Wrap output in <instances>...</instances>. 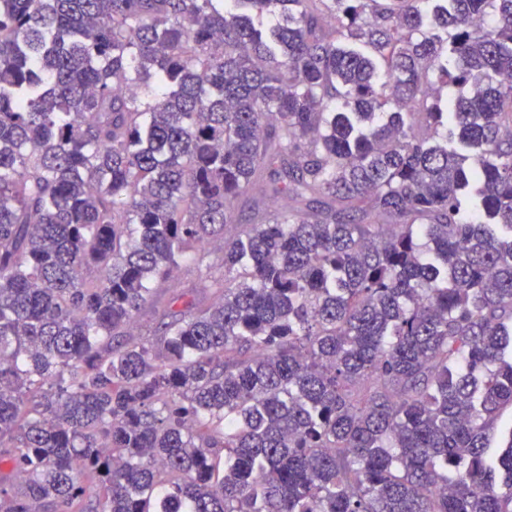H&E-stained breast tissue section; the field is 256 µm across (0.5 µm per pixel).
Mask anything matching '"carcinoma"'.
<instances>
[{"mask_svg":"<svg viewBox=\"0 0 512 512\" xmlns=\"http://www.w3.org/2000/svg\"><path fill=\"white\" fill-rule=\"evenodd\" d=\"M429 2L0 0V512H512V0ZM178 287L198 288L199 297L208 303L207 294L202 290V286L207 279V271L205 267L198 268L196 265H186L178 272Z\"/></svg>","mask_w":512,"mask_h":512,"instance_id":"1","label":"carcinoma"}]
</instances>
